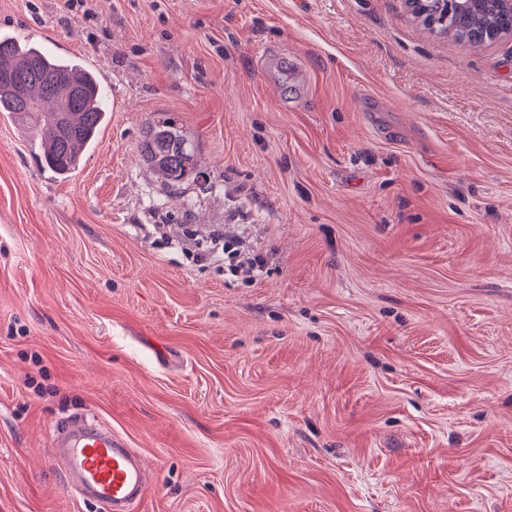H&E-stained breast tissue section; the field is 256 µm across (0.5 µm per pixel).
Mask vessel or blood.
Listing matches in <instances>:
<instances>
[{
	"label": "vessel or blood",
	"instance_id": "vessel-or-blood-1",
	"mask_svg": "<svg viewBox=\"0 0 512 512\" xmlns=\"http://www.w3.org/2000/svg\"><path fill=\"white\" fill-rule=\"evenodd\" d=\"M50 454L71 488L104 512H132L149 488L145 457L84 416L69 417L55 427Z\"/></svg>",
	"mask_w": 512,
	"mask_h": 512
}]
</instances>
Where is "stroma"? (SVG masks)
Segmentation results:
<instances>
[{"label":"stroma","instance_id":"obj_1","mask_svg":"<svg viewBox=\"0 0 512 512\" xmlns=\"http://www.w3.org/2000/svg\"><path fill=\"white\" fill-rule=\"evenodd\" d=\"M62 4L0 0L108 107L67 178L0 113V512H102L50 458L76 413L150 461L134 512H512V37L406 0ZM163 120L204 178L144 163ZM477 9L467 13L453 11L445 15L447 4L442 0H422L420 7L413 11L418 18L425 13L422 24L429 33L448 37L456 41L481 46L491 43L490 30H496L500 38L510 35L512 16L499 10L496 0H475ZM413 15V16H414ZM447 18V19H446ZM222 251L224 272L232 277L244 275L246 279L255 280L264 268V258L240 239H229L224 236Z\"/></svg>","mask_w":512,"mask_h":512}]
</instances>
